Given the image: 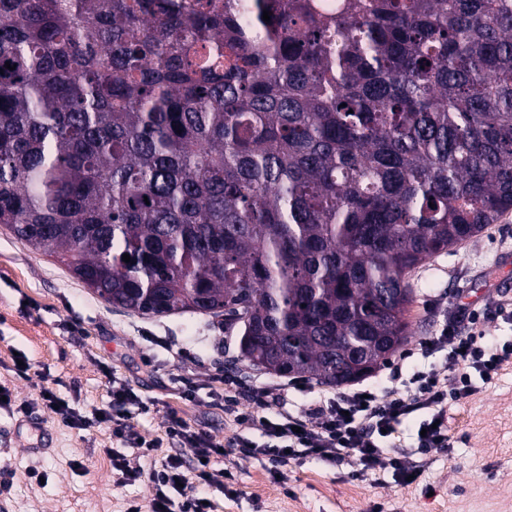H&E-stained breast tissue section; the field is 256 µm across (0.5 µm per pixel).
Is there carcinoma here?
Segmentation results:
<instances>
[{"mask_svg":"<svg viewBox=\"0 0 512 512\" xmlns=\"http://www.w3.org/2000/svg\"><path fill=\"white\" fill-rule=\"evenodd\" d=\"M0 69V226L279 376L376 373L512 210V0H0Z\"/></svg>","mask_w":512,"mask_h":512,"instance_id":"1","label":"carcinoma"}]
</instances>
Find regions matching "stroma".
Returning <instances> with one entry per match:
<instances>
[{
  "label": "stroma",
  "instance_id": "obj_1",
  "mask_svg": "<svg viewBox=\"0 0 512 512\" xmlns=\"http://www.w3.org/2000/svg\"><path fill=\"white\" fill-rule=\"evenodd\" d=\"M505 254L512 255V212L418 268L410 280L408 341L365 386L389 385L396 371L409 378L420 343L440 333L457 303L512 301V269L501 271L502 287H482ZM21 357L30 365L25 376L15 368ZM111 372L152 404L146 414L128 408L137 432L159 443L152 457L117 441L108 424L73 429L42 404L40 390L49 387L92 414L110 401ZM219 373L242 394H281L297 413L337 392L248 366L237 331L224 330L218 319L113 309L53 258L0 227V388L11 394L10 407L0 408V512H127L133 501L150 512L151 473L171 452L164 431L172 410L223 445L241 436L263 443L260 423L238 425L218 405ZM183 378L196 385L192 397L182 394ZM447 426L452 447L414 455L422 475L410 484L388 471L361 480L351 462L333 467L309 457L291 461L278 480L264 462L229 453L213 468L233 474V492L215 484L203 493L214 512H512V362L492 383L449 403ZM116 455L140 469L136 481L120 480L112 468Z\"/></svg>",
  "mask_w": 512,
  "mask_h": 512
}]
</instances>
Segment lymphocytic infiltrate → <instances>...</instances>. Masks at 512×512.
Masks as SVG:
<instances>
[{
    "label": "lymphocytic infiltrate",
    "instance_id": "obj_1",
    "mask_svg": "<svg viewBox=\"0 0 512 512\" xmlns=\"http://www.w3.org/2000/svg\"><path fill=\"white\" fill-rule=\"evenodd\" d=\"M459 320L467 328L458 331L456 322L445 325L440 335L423 341L422 358L444 353L441 364L415 371L406 389L394 387L371 388L368 391H342L334 399L312 401L303 413L286 410L281 397L265 391L254 392L250 411H239L234 395L224 397L225 413L235 415L240 423L260 421L265 444L242 438L235 452L269 461L274 470L288 462L317 458L331 464L356 459V476L369 477L384 469H392L399 481L419 478L421 469L407 461L405 454L386 456L384 445L399 437L402 422L420 415L422 435L416 436V450L426 454L436 448L447 449L451 438L445 424L448 400L472 395L478 382H491L503 364L512 361V341L502 342L487 335L480 326L477 310L460 307ZM137 396L121 379H113L111 401L98 410L94 418L82 416L69 402L57 394L43 398L45 408L61 417L73 428L84 430L95 423L109 424L113 437L128 447L137 449L140 456L151 455L157 441L143 439L121 412ZM165 435L176 452L167 456L151 473L154 484L151 512H211L204 504L201 485L214 482L212 461L220 457L221 445L205 432L192 429L177 412H170ZM180 504H173V496Z\"/></svg>",
    "mask_w": 512,
    "mask_h": 512
}]
</instances>
